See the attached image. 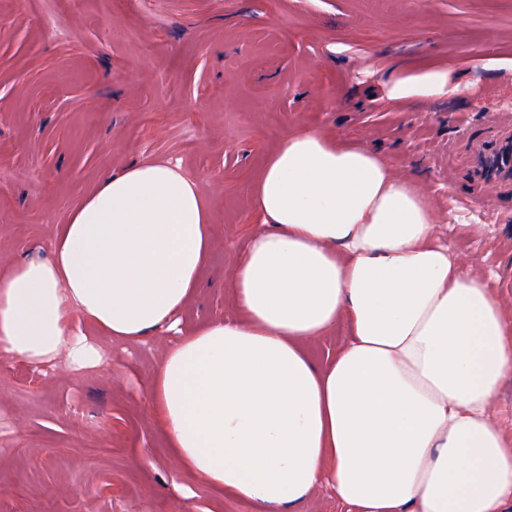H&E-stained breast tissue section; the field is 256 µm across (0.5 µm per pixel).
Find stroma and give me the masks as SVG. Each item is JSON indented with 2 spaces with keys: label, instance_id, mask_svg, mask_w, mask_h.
Listing matches in <instances>:
<instances>
[{
  "label": "stroma",
  "instance_id": "stroma-1",
  "mask_svg": "<svg viewBox=\"0 0 512 512\" xmlns=\"http://www.w3.org/2000/svg\"><path fill=\"white\" fill-rule=\"evenodd\" d=\"M459 66L467 90L390 103V69ZM512 114V0H0V262L48 248L100 179L165 158L214 210L185 325L233 314L224 276L249 186L296 126L420 174L449 248L512 306V205L452 191L448 146ZM169 339L98 337L108 367L0 357V512H252L169 461L146 385Z\"/></svg>",
  "mask_w": 512,
  "mask_h": 512
}]
</instances>
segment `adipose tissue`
Instances as JSON below:
<instances>
[{
    "mask_svg": "<svg viewBox=\"0 0 512 512\" xmlns=\"http://www.w3.org/2000/svg\"><path fill=\"white\" fill-rule=\"evenodd\" d=\"M452 69L394 71V103L457 96ZM260 218L224 290L234 316L184 326L213 214L179 165L103 179L47 255L0 264V356L96 370V336L173 340L148 382L178 472L257 512L330 488L343 512H506L512 313L449 252L418 177L369 146L289 130L252 187ZM348 329L318 365L306 345Z\"/></svg>",
    "mask_w": 512,
    "mask_h": 512,
    "instance_id": "1",
    "label": "adipose tissue"
}]
</instances>
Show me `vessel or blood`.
Instances as JSON below:
<instances>
[{"instance_id": "vessel-or-blood-1", "label": "vessel or blood", "mask_w": 512, "mask_h": 512, "mask_svg": "<svg viewBox=\"0 0 512 512\" xmlns=\"http://www.w3.org/2000/svg\"><path fill=\"white\" fill-rule=\"evenodd\" d=\"M448 170L468 172L465 187L478 203L487 200L490 189L512 183V124L494 121L469 131L465 152L449 151Z\"/></svg>"}]
</instances>
